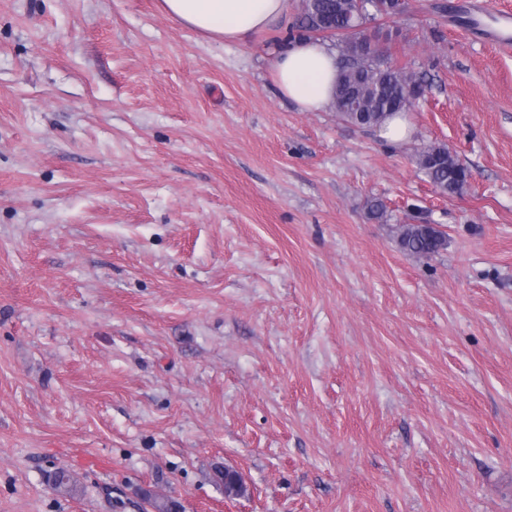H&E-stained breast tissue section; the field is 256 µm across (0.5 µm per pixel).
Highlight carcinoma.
I'll return each instance as SVG.
<instances>
[{"instance_id":"carcinoma-1","label":"carcinoma","mask_w":512,"mask_h":512,"mask_svg":"<svg viewBox=\"0 0 512 512\" xmlns=\"http://www.w3.org/2000/svg\"><path fill=\"white\" fill-rule=\"evenodd\" d=\"M395 0H305L298 24L300 34L315 37L324 29H343L346 48L340 54V74L336 84L335 103L354 92L349 102L352 111L336 107L343 120L362 128L378 125L391 109H411L416 103L414 84L427 88L425 81L404 67L396 66L386 50L370 61L363 56L364 43L351 31L359 8L372 7L373 16H392L389 9ZM417 165L442 193L462 192L468 172L445 145H429L417 153ZM399 248L412 256L429 257L447 245L445 236L429 224H403L398 233ZM49 481L61 491L75 495L79 488L63 468L49 474Z\"/></svg>"}]
</instances>
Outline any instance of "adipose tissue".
Segmentation results:
<instances>
[{"instance_id":"obj_1","label":"adipose tissue","mask_w":512,"mask_h":512,"mask_svg":"<svg viewBox=\"0 0 512 512\" xmlns=\"http://www.w3.org/2000/svg\"><path fill=\"white\" fill-rule=\"evenodd\" d=\"M162 10L183 26L215 40L246 43L285 20L290 0H160ZM278 93L301 111L315 112L333 99L339 63L316 40H299L271 64Z\"/></svg>"}]
</instances>
